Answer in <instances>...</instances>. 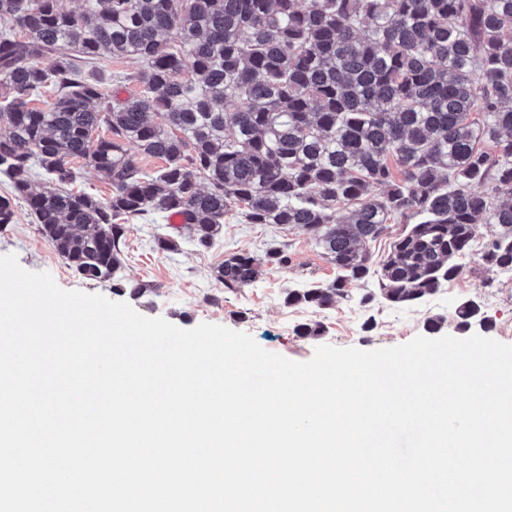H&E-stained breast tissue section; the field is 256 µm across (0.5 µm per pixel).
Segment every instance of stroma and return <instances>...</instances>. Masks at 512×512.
I'll return each instance as SVG.
<instances>
[{
  "label": "stroma",
  "mask_w": 512,
  "mask_h": 512,
  "mask_svg": "<svg viewBox=\"0 0 512 512\" xmlns=\"http://www.w3.org/2000/svg\"><path fill=\"white\" fill-rule=\"evenodd\" d=\"M165 230L162 224L139 223L126 232L121 276L153 288L140 299L116 290L111 281L79 276L55 252L21 200L15 203L14 224L0 231V255H16L24 269L50 273L63 289L126 301L144 316H160L183 329L208 322L249 333L263 349L297 362L310 360L324 344L366 351L401 345L427 335V322L436 317L444 320L442 334L458 336L455 310L467 300L477 301L486 312L492 324L490 338L512 344V274L487 271L475 260L468 262L462 276L412 306L391 305L380 299L360 305V298L375 292L376 285L357 280L348 282L347 299L317 310L284 303L287 289L328 282L336 276L312 236L277 224H246L229 215L211 250L201 251L185 243L179 251L162 253L155 249L154 237ZM275 244L288 245V264H267L266 252ZM234 251L251 254L261 276L255 285L228 293L218 281L216 269L225 253ZM315 323L323 325L321 335L297 334L298 325Z\"/></svg>",
  "instance_id": "obj_1"
}]
</instances>
